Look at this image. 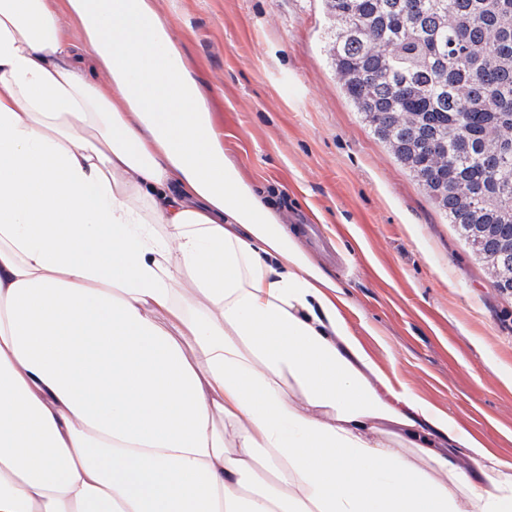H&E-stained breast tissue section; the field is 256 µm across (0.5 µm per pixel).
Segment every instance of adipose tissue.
Here are the masks:
<instances>
[{
    "mask_svg": "<svg viewBox=\"0 0 512 512\" xmlns=\"http://www.w3.org/2000/svg\"><path fill=\"white\" fill-rule=\"evenodd\" d=\"M342 301L153 0H0V512H512Z\"/></svg>",
    "mask_w": 512,
    "mask_h": 512,
    "instance_id": "ef3b65f1",
    "label": "adipose tissue"
}]
</instances>
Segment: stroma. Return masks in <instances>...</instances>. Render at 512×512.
<instances>
[{"label": "stroma", "mask_w": 512, "mask_h": 512, "mask_svg": "<svg viewBox=\"0 0 512 512\" xmlns=\"http://www.w3.org/2000/svg\"><path fill=\"white\" fill-rule=\"evenodd\" d=\"M155 6L225 155L341 286L350 328L393 389L512 461V296L344 97L320 0Z\"/></svg>", "instance_id": "stroma-1"}]
</instances>
